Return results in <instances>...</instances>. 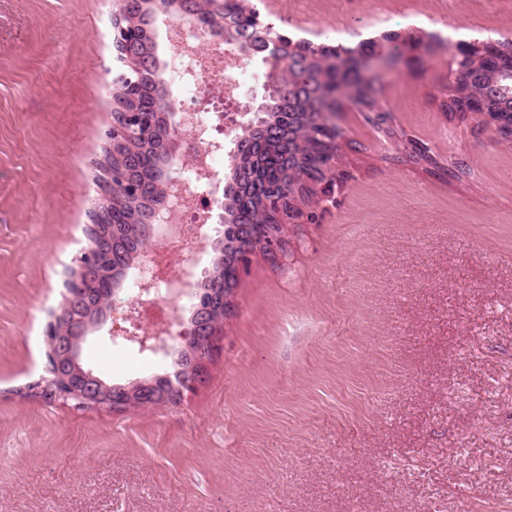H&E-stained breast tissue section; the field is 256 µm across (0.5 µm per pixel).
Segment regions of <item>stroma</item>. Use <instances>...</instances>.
Masks as SVG:
<instances>
[{"instance_id": "obj_1", "label": "stroma", "mask_w": 512, "mask_h": 512, "mask_svg": "<svg viewBox=\"0 0 512 512\" xmlns=\"http://www.w3.org/2000/svg\"><path fill=\"white\" fill-rule=\"evenodd\" d=\"M291 39L512 41V0H244ZM118 0H0V512H512V145L445 112L450 57L344 111L329 196L254 255L206 382L175 406L30 397L96 200ZM128 383L164 352L100 331Z\"/></svg>"}]
</instances>
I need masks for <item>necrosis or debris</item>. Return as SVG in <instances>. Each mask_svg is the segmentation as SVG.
<instances>
[{
    "label": "necrosis or debris",
    "instance_id": "1",
    "mask_svg": "<svg viewBox=\"0 0 512 512\" xmlns=\"http://www.w3.org/2000/svg\"><path fill=\"white\" fill-rule=\"evenodd\" d=\"M164 77L176 94L180 114L191 120L200 136L191 165L177 172L188 193L174 197L171 220L156 223L151 249L135 267L129 284L133 302L124 314L128 336L143 335L148 328L158 336L170 335V290L213 208L211 177L224 166V123L218 113L203 111L205 90L227 86L236 91L256 82L259 75L241 63L225 68L222 50H200L198 34L188 30L172 42Z\"/></svg>",
    "mask_w": 512,
    "mask_h": 512
}]
</instances>
